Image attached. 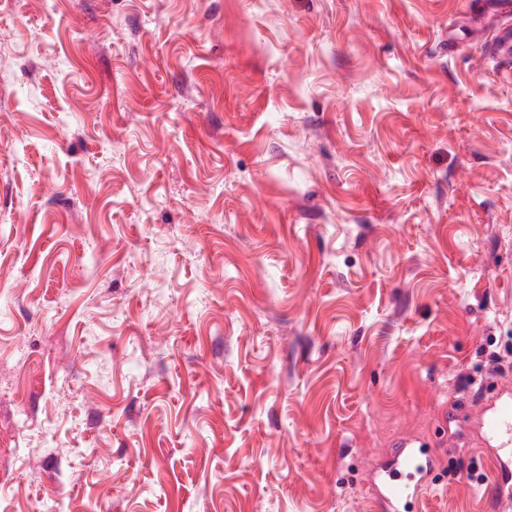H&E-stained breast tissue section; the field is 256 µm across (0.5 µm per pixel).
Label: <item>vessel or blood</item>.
Listing matches in <instances>:
<instances>
[{"instance_id": "vessel-or-blood-1", "label": "vessel or blood", "mask_w": 512, "mask_h": 512, "mask_svg": "<svg viewBox=\"0 0 512 512\" xmlns=\"http://www.w3.org/2000/svg\"><path fill=\"white\" fill-rule=\"evenodd\" d=\"M488 57L501 63L512 57V25L500 29L488 45ZM483 451L492 466L490 485L498 503H512V386L503 385L477 415ZM437 469L435 456L413 441L398 442L374 477L379 512H404Z\"/></svg>"}]
</instances>
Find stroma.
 <instances>
[{"instance_id": "obj_1", "label": "stroma", "mask_w": 512, "mask_h": 512, "mask_svg": "<svg viewBox=\"0 0 512 512\" xmlns=\"http://www.w3.org/2000/svg\"><path fill=\"white\" fill-rule=\"evenodd\" d=\"M486 0H0V512H502L512 82ZM499 355L502 371L491 370ZM483 452L490 459V485L499 504L512 503V387L503 385L477 414ZM437 469L436 457L405 440L392 448L376 470L375 501L380 512H403L415 503L422 487L432 480Z\"/></svg>"}]
</instances>
